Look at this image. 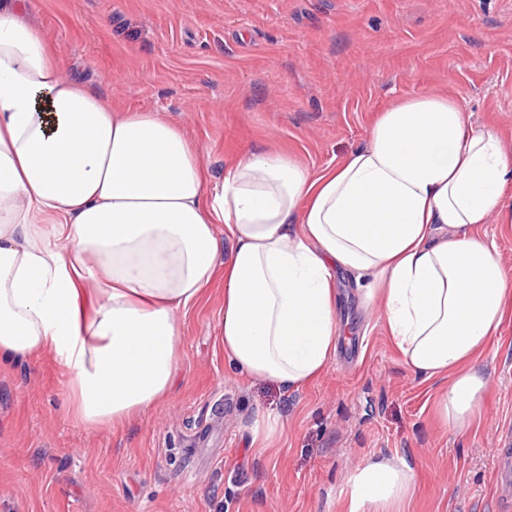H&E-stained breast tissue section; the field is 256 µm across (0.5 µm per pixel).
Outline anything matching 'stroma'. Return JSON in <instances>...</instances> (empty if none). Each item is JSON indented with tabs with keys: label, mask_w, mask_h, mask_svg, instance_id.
<instances>
[{
	"label": "stroma",
	"mask_w": 512,
	"mask_h": 512,
	"mask_svg": "<svg viewBox=\"0 0 512 512\" xmlns=\"http://www.w3.org/2000/svg\"><path fill=\"white\" fill-rule=\"evenodd\" d=\"M34 17L121 108L179 125L209 176L276 149L310 170L364 147L384 106L442 91L512 154V0H34ZM335 361L290 390L248 381L224 357V276L180 312L170 395L131 420L85 428L50 356L0 362V512H345L339 493L370 457H405L408 512H512V310L482 356L478 420L434 411L438 383L403 363L386 324L336 274ZM280 415L270 446L259 413Z\"/></svg>",
	"instance_id": "1"
}]
</instances>
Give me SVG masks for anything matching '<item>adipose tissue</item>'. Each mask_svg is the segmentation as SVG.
<instances>
[{
	"instance_id": "ef3b65f1",
	"label": "adipose tissue",
	"mask_w": 512,
	"mask_h": 512,
	"mask_svg": "<svg viewBox=\"0 0 512 512\" xmlns=\"http://www.w3.org/2000/svg\"><path fill=\"white\" fill-rule=\"evenodd\" d=\"M33 7L0 0V360L53 356L74 419L121 424L168 395L176 314L220 270L230 366L297 390L336 358L342 270L406 366L440 381L443 423L469 426L512 301L480 233L512 181L494 131L428 92L385 107L335 167L263 151L213 181L182 128L65 75ZM415 484L396 454L364 460L342 493L348 512H405Z\"/></svg>"
}]
</instances>
